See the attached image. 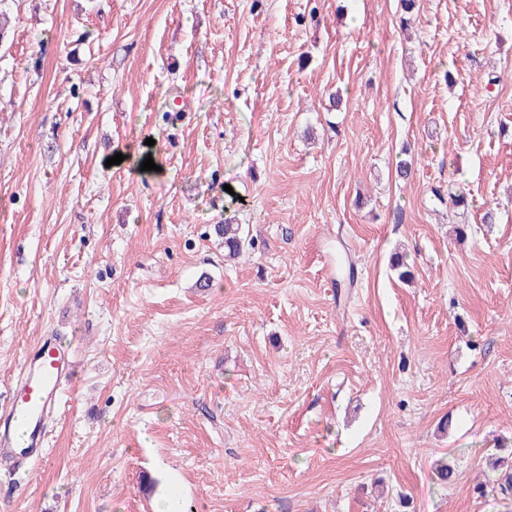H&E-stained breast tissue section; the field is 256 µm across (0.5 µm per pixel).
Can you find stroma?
Instances as JSON below:
<instances>
[{"mask_svg":"<svg viewBox=\"0 0 512 512\" xmlns=\"http://www.w3.org/2000/svg\"><path fill=\"white\" fill-rule=\"evenodd\" d=\"M1 13L0 411L75 373L0 512H512V0ZM215 232L224 238V250L227 257H237L246 249L247 237L243 236L241 224H232L231 218H226L224 224L215 225ZM253 238L247 240V246L253 248Z\"/></svg>","mask_w":512,"mask_h":512,"instance_id":"obj_1","label":"stroma"}]
</instances>
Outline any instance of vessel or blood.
I'll return each instance as SVG.
<instances>
[{
  "label": "vessel or blood",
  "instance_id": "1",
  "mask_svg": "<svg viewBox=\"0 0 512 512\" xmlns=\"http://www.w3.org/2000/svg\"><path fill=\"white\" fill-rule=\"evenodd\" d=\"M32 369L10 391L9 409L0 416V468L22 460L40 462L46 426L60 385L72 371L69 347L49 337L31 358Z\"/></svg>",
  "mask_w": 512,
  "mask_h": 512
}]
</instances>
